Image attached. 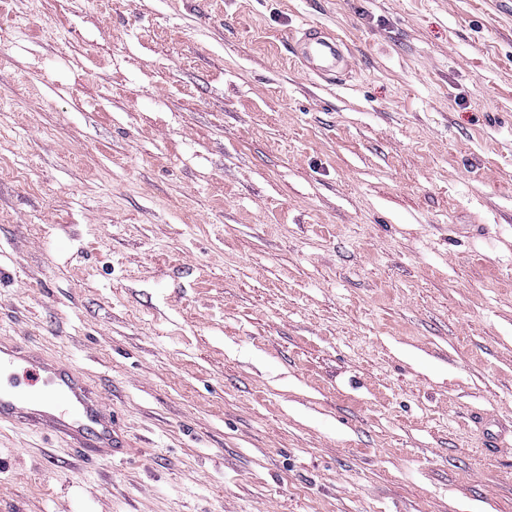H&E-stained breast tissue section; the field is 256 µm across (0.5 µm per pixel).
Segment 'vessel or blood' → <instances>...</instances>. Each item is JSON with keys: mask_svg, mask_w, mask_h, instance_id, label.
Instances as JSON below:
<instances>
[{"mask_svg": "<svg viewBox=\"0 0 512 512\" xmlns=\"http://www.w3.org/2000/svg\"><path fill=\"white\" fill-rule=\"evenodd\" d=\"M293 48L308 73L332 79L342 71L339 42L317 27L301 28ZM9 372L34 376L41 386L0 384V425L54 435L87 463L124 457L128 445L118 419L79 367L41 355L21 342L1 339L0 374Z\"/></svg>", "mask_w": 512, "mask_h": 512, "instance_id": "b4317fda", "label": "vessel or blood"}]
</instances>
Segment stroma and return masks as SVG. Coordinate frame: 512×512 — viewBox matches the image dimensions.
Here are the masks:
<instances>
[{
    "instance_id": "1",
    "label": "stroma",
    "mask_w": 512,
    "mask_h": 512,
    "mask_svg": "<svg viewBox=\"0 0 512 512\" xmlns=\"http://www.w3.org/2000/svg\"><path fill=\"white\" fill-rule=\"evenodd\" d=\"M0 337V512H512V0H0ZM293 43L294 56L306 72L333 79L343 71L339 42L319 28L311 25L301 28ZM32 375L42 388L13 382L2 374ZM31 386V387H26ZM23 426L59 438L79 460L119 459L128 444L118 419L88 375L58 358L41 355L15 340H0V425Z\"/></svg>"
}]
</instances>
